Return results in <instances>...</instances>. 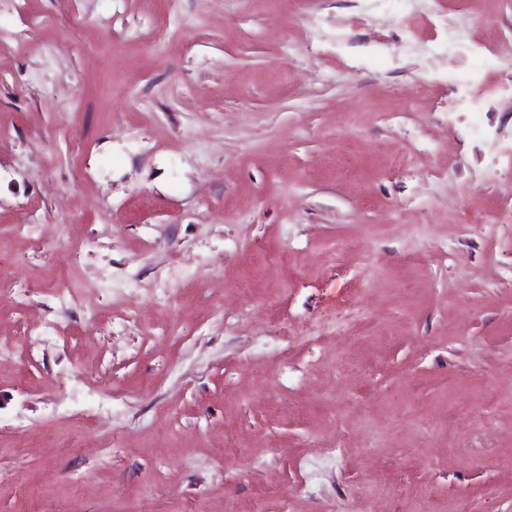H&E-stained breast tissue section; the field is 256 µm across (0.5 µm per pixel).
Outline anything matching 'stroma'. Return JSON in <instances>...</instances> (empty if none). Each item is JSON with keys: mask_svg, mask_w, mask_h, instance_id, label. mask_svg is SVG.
<instances>
[{"mask_svg": "<svg viewBox=\"0 0 512 512\" xmlns=\"http://www.w3.org/2000/svg\"><path fill=\"white\" fill-rule=\"evenodd\" d=\"M461 14L512 61V0ZM374 16L0 0V512H512V223L472 231L512 193V98L450 111L431 74L476 58L396 60L446 33ZM319 20L344 52H284Z\"/></svg>", "mask_w": 512, "mask_h": 512, "instance_id": "35a3bbf8", "label": "stroma"}]
</instances>
